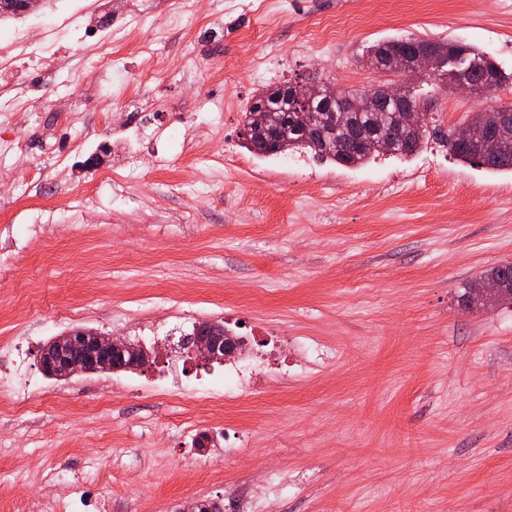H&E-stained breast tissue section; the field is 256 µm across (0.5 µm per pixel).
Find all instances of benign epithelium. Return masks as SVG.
Masks as SVG:
<instances>
[{"label":"benign epithelium","mask_w":512,"mask_h":512,"mask_svg":"<svg viewBox=\"0 0 512 512\" xmlns=\"http://www.w3.org/2000/svg\"><path fill=\"white\" fill-rule=\"evenodd\" d=\"M441 62L434 53H420L414 60L398 71V74L409 78L411 76L434 75L440 72ZM299 101L305 104L306 109L299 114V119L305 123L310 122L312 102L320 95V84L317 81L304 83L295 91ZM471 293L475 302L470 305L472 309H485L500 302L499 295L484 287L481 281L471 284ZM54 345L51 350H44L41 354L40 365L42 370L54 377H70L77 374L88 373L89 368L97 365L99 361L113 360L117 366H146L159 350L154 347L149 351L143 347L135 346L123 338L111 334H103L95 329L78 328L63 336H57L50 341ZM169 349L188 348V352L198 360L229 361L239 354L238 339L224 335V330L214 326L202 335L194 334L189 341L168 343Z\"/></svg>","instance_id":"1"}]
</instances>
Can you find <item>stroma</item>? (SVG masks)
<instances>
[{
	"mask_svg": "<svg viewBox=\"0 0 512 512\" xmlns=\"http://www.w3.org/2000/svg\"><path fill=\"white\" fill-rule=\"evenodd\" d=\"M237 3L194 0L143 83V55L95 69L81 21L59 30L49 13L34 26L66 72L22 60L0 73L37 101L0 112L18 138L0 141V167L39 170L0 182V375L15 359L41 374L46 343L76 327L158 349L131 372L45 380L37 413L0 414V499L24 512L102 497L112 512L195 499L224 512H512V302H464L512 261V172L460 162L445 142L466 116L512 104V84L479 98L411 79L437 133L407 157L347 167L262 157L241 138L265 88L378 87L364 55L390 38L462 41L511 73L512 0H285L275 15ZM75 179L96 185L91 203ZM184 315L251 341L266 361L252 389L201 404L199 380L223 365L160 347ZM175 381L180 396L154 395ZM204 434L214 442L197 447Z\"/></svg>",
	"mask_w": 512,
	"mask_h": 512,
	"instance_id": "1",
	"label": "stroma"
}]
</instances>
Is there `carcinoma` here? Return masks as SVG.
Masks as SVG:
<instances>
[{
	"instance_id": "1",
	"label": "carcinoma",
	"mask_w": 512,
	"mask_h": 512,
	"mask_svg": "<svg viewBox=\"0 0 512 512\" xmlns=\"http://www.w3.org/2000/svg\"><path fill=\"white\" fill-rule=\"evenodd\" d=\"M386 45L397 50L411 52L432 51L444 57L448 48L464 60L461 77L474 88V94L481 96L491 93L509 81L484 52L466 43L399 38L389 40ZM383 84L371 91H345L329 85L324 92L335 100H341L347 107L346 120L340 122L338 112H315L308 131L295 124L293 114L297 111L296 100L282 96L268 89L253 96L243 112V135L245 147L265 139L269 146L263 154L277 156L287 151L307 150L314 155L329 159L342 166L362 165L380 154L410 156L415 153L429 135L428 123H423L420 131L402 125V113L394 99L386 92ZM382 116L388 124V137L379 142L373 136V126L377 116ZM452 155L466 163L485 167L491 171L512 170V127L499 131L494 136L480 134L470 143L448 145ZM487 288L512 289V269L496 266L481 276Z\"/></svg>"
}]
</instances>
